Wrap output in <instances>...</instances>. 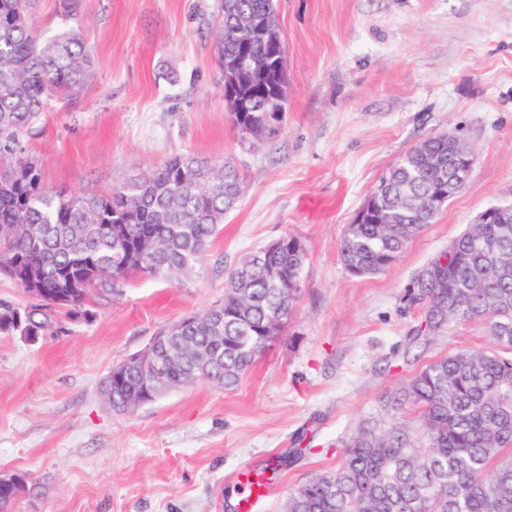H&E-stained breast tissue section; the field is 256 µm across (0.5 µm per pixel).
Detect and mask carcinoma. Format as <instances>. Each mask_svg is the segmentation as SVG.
<instances>
[{
    "label": "carcinoma",
    "mask_w": 512,
    "mask_h": 512,
    "mask_svg": "<svg viewBox=\"0 0 512 512\" xmlns=\"http://www.w3.org/2000/svg\"><path fill=\"white\" fill-rule=\"evenodd\" d=\"M36 0H0V274L23 290L37 287L43 305L0 306V333L44 336L50 311L84 313L86 290H114L137 274L176 281L205 260L212 238L241 194L229 165L216 168L176 157L148 175L124 180L105 196L46 188L38 160L21 137L41 118L51 93H72L92 64L68 31L42 37L28 25ZM215 40L219 65L239 51L238 21L259 16L280 36L274 0H232ZM260 80L248 88L251 149L278 133L273 100ZM448 191V133L421 141L380 177L364 219L346 225L340 256L354 276L381 272L435 222L434 200ZM412 277L403 301L419 324L406 336L403 360L425 349L453 322L482 323L497 348L437 358L394 396L420 411L421 447L405 428L363 424L343 441L336 468L293 489L283 512H512V213L498 224H471ZM307 252L299 238L280 237L227 272L224 298L185 323L187 340L168 341L169 355L145 371L134 358L103 381L112 409L138 396L208 381L229 389L279 336L294 313Z\"/></svg>",
    "instance_id": "carcinoma-1"
}]
</instances>
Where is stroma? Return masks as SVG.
<instances>
[{
	"label": "stroma",
	"instance_id": "obj_1",
	"mask_svg": "<svg viewBox=\"0 0 512 512\" xmlns=\"http://www.w3.org/2000/svg\"><path fill=\"white\" fill-rule=\"evenodd\" d=\"M287 51L278 137L243 149L214 53L217 0H82L63 20L37 0L29 24L74 31L92 58L71 96L51 95L23 144L46 186L105 195L191 154L231 162L243 194L204 264L182 283L136 275L93 292L91 319L53 314L30 342L0 334V472L26 489L9 512H226L241 473L266 471L252 512H282L309 476L335 468L336 441L364 422L418 432L394 405L418 366L399 360L419 321L402 298L413 274L486 206L512 202V0H275ZM462 128L475 154L465 189L384 271L351 275L346 224L379 177L423 139ZM307 250L287 328L235 389L208 382L119 414L101 391L161 329L224 297L240 257L283 235ZM477 322L450 324L421 358L494 348Z\"/></svg>",
	"mask_w": 512,
	"mask_h": 512
}]
</instances>
